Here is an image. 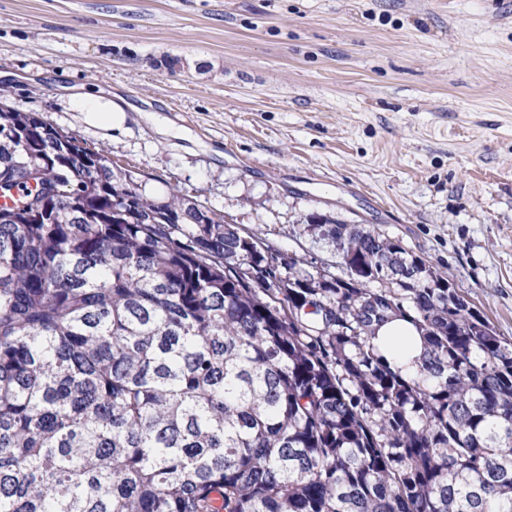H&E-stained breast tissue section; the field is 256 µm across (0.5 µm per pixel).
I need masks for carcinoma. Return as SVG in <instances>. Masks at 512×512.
I'll return each instance as SVG.
<instances>
[{
	"label": "carcinoma",
	"instance_id": "carcinoma-1",
	"mask_svg": "<svg viewBox=\"0 0 512 512\" xmlns=\"http://www.w3.org/2000/svg\"><path fill=\"white\" fill-rule=\"evenodd\" d=\"M34 169L35 183H13ZM0 512H512V341L394 238L277 256L0 87ZM402 317L415 375L373 343Z\"/></svg>",
	"mask_w": 512,
	"mask_h": 512
}]
</instances>
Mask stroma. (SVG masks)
I'll return each mask as SVG.
<instances>
[{"mask_svg": "<svg viewBox=\"0 0 512 512\" xmlns=\"http://www.w3.org/2000/svg\"><path fill=\"white\" fill-rule=\"evenodd\" d=\"M0 83L307 270L313 212L400 240L512 340V0H0ZM104 92L103 90L96 96L79 93L74 98L82 112H87L93 121L112 125V121L118 120L123 110L120 106L114 105L111 98L103 95Z\"/></svg>", "mask_w": 512, "mask_h": 512, "instance_id": "stroma-1", "label": "stroma"}]
</instances>
